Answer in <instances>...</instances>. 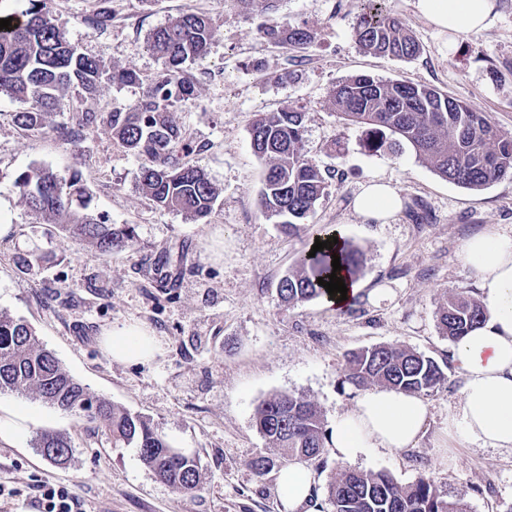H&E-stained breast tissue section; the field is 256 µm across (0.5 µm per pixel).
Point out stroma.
Segmentation results:
<instances>
[{
  "mask_svg": "<svg viewBox=\"0 0 512 512\" xmlns=\"http://www.w3.org/2000/svg\"><path fill=\"white\" fill-rule=\"evenodd\" d=\"M365 0H278L268 16L243 15L229 0H112L107 29L88 24L95 0H48V8L80 52L151 77L159 61L148 34L194 10L211 17L216 37L192 72L197 96L174 117L199 150L193 159L222 188L207 222L158 207L137 187L140 161L99 128L77 152L49 133L27 134L13 122L18 102L0 97V219L12 233L0 239V312L26 320L41 344L90 391L147 417L173 446L196 454L200 490L178 492L159 481L135 449L115 448L87 418L40 401L0 393V407L21 406L35 432L70 437L73 454L60 467L45 460L33 437L0 441V512H40L45 485L65 488L82 512H281L277 471L256 477L248 462L272 449L254 425L260 402L300 393L322 412L325 428L350 411L361 391L344 381L347 353L398 343L446 363V381L423 394L429 421L416 448L392 453L368 448L340 461L325 452L313 469L322 481L346 470L385 472L398 484L432 477L448 499L464 495L470 512H512V453L466 443L448 433L463 379L449 365L452 346L437 323L448 297L480 299L462 247L477 235H512V178L470 190L438 176L411 148L371 152L355 126L330 101L341 80L366 74L440 89L476 106L512 133V0H495L492 24L462 36L439 32L415 0H386L422 47L412 60L363 52L353 27ZM290 22L316 35L306 49L263 39L261 21ZM305 112V148L329 184L308 219L310 229L341 227L363 251L364 289L352 310L315 299L284 305L279 278L294 266L308 238L284 236L257 206L266 164L250 146L256 114ZM33 168L79 171L96 212L136 229L135 245L102 256L59 234L30 211L14 189ZM380 178L398 190L404 208L381 224L359 216L353 201ZM426 212L416 222L414 212ZM182 247L179 279L157 274L163 251ZM37 252L39 267L20 273L14 258ZM386 289L377 298L375 289ZM142 325L158 350L145 364L113 360L103 329Z\"/></svg>",
  "mask_w": 512,
  "mask_h": 512,
  "instance_id": "obj_1",
  "label": "stroma"
}]
</instances>
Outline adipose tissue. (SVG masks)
I'll use <instances>...</instances> for the list:
<instances>
[{"label":"adipose tissue","instance_id":"adipose-tissue-1","mask_svg":"<svg viewBox=\"0 0 512 512\" xmlns=\"http://www.w3.org/2000/svg\"><path fill=\"white\" fill-rule=\"evenodd\" d=\"M494 0H416L421 17L439 31L462 35L487 28ZM393 186L378 179L364 184L354 210L365 218L385 222L401 208ZM463 257L479 283L487 318L459 339L452 362L464 385L449 427L467 442L484 448L512 451V236L491 232L467 240ZM102 343L113 359L150 360L154 338L138 326L122 325L103 331ZM428 422L423 400L390 388L368 391L353 409L339 417L330 434L336 458L350 460L365 448L404 451L416 447ZM317 477L295 460L278 476V497L285 512H319Z\"/></svg>","mask_w":512,"mask_h":512}]
</instances>
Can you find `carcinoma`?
Wrapping results in <instances>:
<instances>
[{"instance_id":"1","label":"carcinoma","mask_w":512,"mask_h":512,"mask_svg":"<svg viewBox=\"0 0 512 512\" xmlns=\"http://www.w3.org/2000/svg\"><path fill=\"white\" fill-rule=\"evenodd\" d=\"M107 0H98L92 23L112 22ZM245 14L264 15L277 0H232ZM0 30V96L24 105L14 114L17 127L31 133L50 131L81 148L101 126L129 153L141 160L138 188L153 202L184 214L194 222L211 216L221 189L191 160L195 149L184 127L174 119L176 104L193 99L196 79L190 66L203 59L215 34L213 20L191 10L152 30L147 46L161 67L133 103L98 105L109 86L142 83L133 68H110L94 56L77 51L55 22L47 0H29ZM264 38L283 47L306 48L314 34L300 25L263 24ZM362 49L401 60L416 58L421 46L386 0H366L355 30ZM75 96L86 107L58 123L63 99ZM341 117L362 129L369 150L399 151L410 146L416 158L440 177L461 187L479 190L512 175V133L500 130L486 113L434 87L401 80L351 76L330 92ZM305 113L288 108L263 112L251 124L253 152L267 165L257 204L267 220L288 236L306 232V221L328 196L320 167L304 152ZM15 188L24 204L67 237L109 255L136 239L129 224H112L103 214L88 213L92 196L79 175H61L35 168L19 175ZM340 257L342 279L355 281L362 251L349 239L309 256L301 253L297 266L280 278L277 293L290 306L327 295L318 278L329 280L331 255ZM486 319L484 306L458 295L441 306L437 320L442 335L452 341L475 330ZM346 380L358 387L378 384L398 392H429L446 380L440 363L398 344L362 349L346 359ZM29 395L64 414L84 415L101 424L102 435L114 448H134L157 479L178 491L200 488L198 457L176 453L167 436L151 421L114 406L90 393L44 348L22 318L0 313V392ZM255 426L283 460L322 459L327 444L322 414L302 395L276 394L256 408ZM41 455L57 464L68 462L71 439L42 431L35 437ZM331 512H468L464 498H444L434 481L421 477L402 486L385 472L346 470L330 478Z\"/></svg>"}]
</instances>
